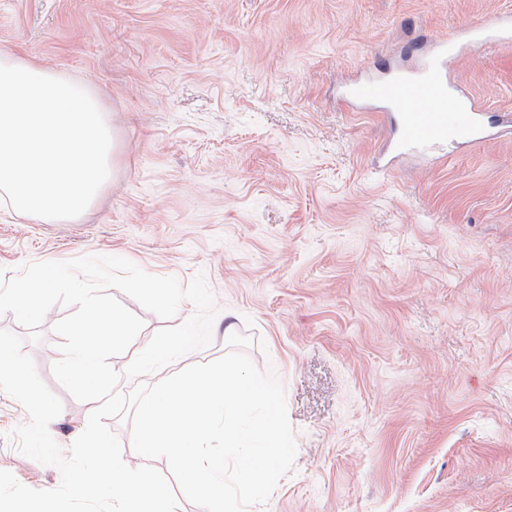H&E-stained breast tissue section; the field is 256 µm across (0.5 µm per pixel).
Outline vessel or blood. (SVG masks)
<instances>
[{
	"label": "vessel or blood",
	"mask_w": 512,
	"mask_h": 512,
	"mask_svg": "<svg viewBox=\"0 0 512 512\" xmlns=\"http://www.w3.org/2000/svg\"><path fill=\"white\" fill-rule=\"evenodd\" d=\"M481 45L512 47V13L488 12L461 25L452 41H439L410 71H397L389 78L366 75L349 85V106H380L392 112L401 124V145L443 142L466 145L480 139L481 106L451 82L448 60L463 50Z\"/></svg>",
	"instance_id": "1"
}]
</instances>
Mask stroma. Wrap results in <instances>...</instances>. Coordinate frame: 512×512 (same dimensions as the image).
I'll use <instances>...</instances> for the list:
<instances>
[{
	"instance_id": "1",
	"label": "stroma",
	"mask_w": 512,
	"mask_h": 512,
	"mask_svg": "<svg viewBox=\"0 0 512 512\" xmlns=\"http://www.w3.org/2000/svg\"><path fill=\"white\" fill-rule=\"evenodd\" d=\"M512 0H0V50L98 93L116 138L111 182L78 221L0 205V276L119 256L189 284L205 275L211 342L152 385L230 351L282 382L297 454L250 512H512V138L417 148L382 168L397 121L339 98ZM451 75L489 120L512 113V49H469ZM41 339L0 329L63 405L69 452L91 404L55 379ZM30 420L0 392V470L61 476L8 434Z\"/></svg>"
}]
</instances>
